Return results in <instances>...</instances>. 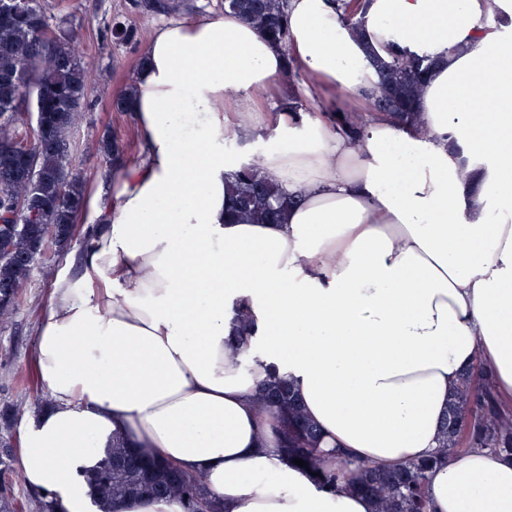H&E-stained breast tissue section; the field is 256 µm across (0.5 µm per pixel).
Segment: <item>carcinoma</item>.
<instances>
[{"label":"carcinoma","mask_w":512,"mask_h":512,"mask_svg":"<svg viewBox=\"0 0 512 512\" xmlns=\"http://www.w3.org/2000/svg\"><path fill=\"white\" fill-rule=\"evenodd\" d=\"M345 20L361 28L368 0H335ZM145 10L178 12L184 0H142ZM224 9L243 16L267 37L287 39V0H224ZM432 66L427 57L398 58L379 64L384 93L376 109L394 114L414 126L418 84ZM92 73L85 65L77 31L50 23L44 0H0V320L20 305L25 288L41 256L37 253L49 227L61 234L82 211L85 180L69 170L70 134L88 107ZM37 114L32 129L23 113ZM107 162L121 158L112 138L100 141ZM230 221L275 223L288 204L262 176L259 160L244 166L230 182ZM31 204L34 216L15 223L16 204ZM265 406L277 409L276 428L282 438V460L299 458L298 468L319 487L334 491L338 475L327 469L319 451V430L291 393L288 381L275 377L261 393ZM493 450L512 460V410L496 392L479 390L475 375H462L448 402L437 457L405 466L382 469L360 465L347 486L374 499V512H429L425 479L438 458L460 448ZM102 512L112 503L132 498H157L178 503L184 512H224L206 492L201 477L144 450L129 448L116 436L112 448L90 479ZM8 485L0 486V512H21Z\"/></svg>","instance_id":"cac0c4a2"}]
</instances>
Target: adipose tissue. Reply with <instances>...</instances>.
Here are the masks:
<instances>
[{"label":"adipose tissue","instance_id":"obj_1","mask_svg":"<svg viewBox=\"0 0 512 512\" xmlns=\"http://www.w3.org/2000/svg\"><path fill=\"white\" fill-rule=\"evenodd\" d=\"M400 55L435 61L414 127L373 106L372 57ZM146 56L138 152L86 194L91 243L50 284L26 483L97 512L88 479L119 434L203 474L225 512H374L281 461L258 392L286 376L343 480L435 455L465 368L512 399V0H370L358 31L335 0H288L286 44L223 12L155 27ZM290 62L314 118L261 107ZM269 129L262 174L290 204L226 223L244 161L224 140ZM427 493L512 512V462L449 454Z\"/></svg>","mask_w":512,"mask_h":512}]
</instances>
